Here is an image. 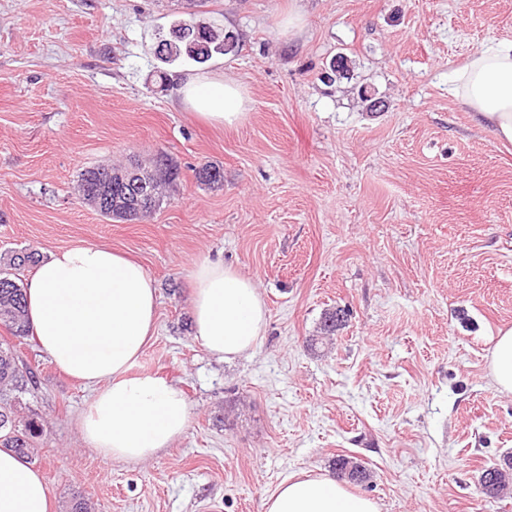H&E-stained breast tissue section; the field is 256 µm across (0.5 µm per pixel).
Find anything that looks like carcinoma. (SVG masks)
I'll return each instance as SVG.
<instances>
[{
    "instance_id": "obj_1",
    "label": "carcinoma",
    "mask_w": 512,
    "mask_h": 512,
    "mask_svg": "<svg viewBox=\"0 0 512 512\" xmlns=\"http://www.w3.org/2000/svg\"><path fill=\"white\" fill-rule=\"evenodd\" d=\"M239 50V38L232 31L213 28L212 39L205 41V46L192 48L189 41H178L173 48L165 52L161 58L164 63L172 64L180 59H189L196 63H205L215 54L226 55ZM159 164L156 183V196L153 204L142 211H133L130 220H140L153 213L162 204L163 189L179 178V168L170 158ZM199 170L206 173L204 179L197 182L205 186L221 185L224 182V173L220 167L205 164ZM109 176V168L105 166L90 167L79 173V192L84 200H92L98 213L105 217H113L115 214L126 213L130 209L134 198L127 195L124 188L118 184H112V202L105 206L97 200L100 187L105 184V178ZM0 324L6 326L11 334L18 338L30 335L31 329L26 316L24 286L8 276H0ZM29 377L27 372L21 370L17 364V355L14 347L9 343H0V447L12 448L17 453L27 457L36 438L44 428V423L34 417L24 418L20 416L22 410V394L26 391ZM337 477L354 484H362L368 479L366 469L358 464H352L343 457L335 462ZM486 479L479 482L480 490L489 497H495L512 480V459H506L503 463L488 467L483 471Z\"/></svg>"
}]
</instances>
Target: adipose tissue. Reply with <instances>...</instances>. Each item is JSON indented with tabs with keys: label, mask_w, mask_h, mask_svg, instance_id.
<instances>
[{
	"label": "adipose tissue",
	"mask_w": 512,
	"mask_h": 512,
	"mask_svg": "<svg viewBox=\"0 0 512 512\" xmlns=\"http://www.w3.org/2000/svg\"><path fill=\"white\" fill-rule=\"evenodd\" d=\"M176 98L200 119L225 127L246 118V98L223 71L188 74ZM449 94L496 141L512 144V40L482 47L448 78ZM32 332L41 351L96 392L79 428L103 458L144 461L170 447L189 423L184 391L167 379L132 375L157 328L158 291L143 266L102 244L49 252L27 289ZM190 319L195 338L231 362L252 352L268 318L254 278L222 261L192 265ZM494 388L512 393V328L500 330L491 353ZM263 512H380L336 478L292 476L262 501ZM40 471L14 450L0 448V512H52Z\"/></svg>",
	"instance_id": "adipose-tissue-1"
}]
</instances>
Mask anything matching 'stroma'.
<instances>
[{"mask_svg": "<svg viewBox=\"0 0 512 512\" xmlns=\"http://www.w3.org/2000/svg\"><path fill=\"white\" fill-rule=\"evenodd\" d=\"M238 34L222 56L248 97L224 128L196 119L159 38L193 11ZM512 40V0H0V253L21 266L82 243L138 260L159 293L157 333L133 368L178 384L186 432L139 462L82 439L93 391L34 337L11 340L45 424L32 456L54 512H262L292 475L368 470L352 492L381 512H512L482 471L512 456V394L488 356L512 327V147L448 95V72ZM347 78L322 76L336 56ZM164 153L180 168L148 219L82 203L79 173ZM213 163L224 183L194 177ZM255 279L268 322L255 349L217 361L194 338V261ZM344 310L331 341L326 316Z\"/></svg>", "mask_w": 512, "mask_h": 512, "instance_id": "obj_1", "label": "stroma"}]
</instances>
